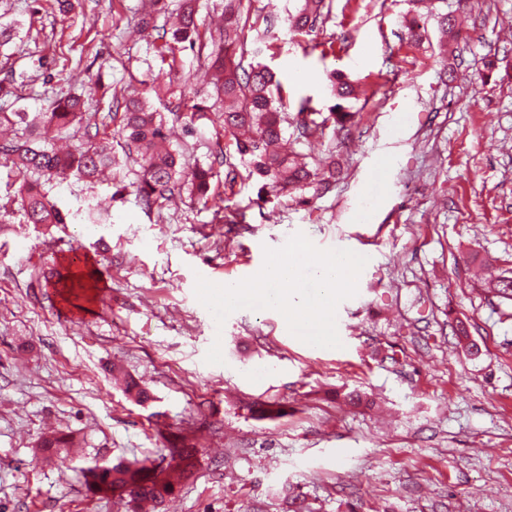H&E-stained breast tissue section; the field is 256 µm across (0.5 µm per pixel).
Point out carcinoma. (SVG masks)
Segmentation results:
<instances>
[{
  "label": "carcinoma",
  "mask_w": 512,
  "mask_h": 512,
  "mask_svg": "<svg viewBox=\"0 0 512 512\" xmlns=\"http://www.w3.org/2000/svg\"><path fill=\"white\" fill-rule=\"evenodd\" d=\"M149 7L140 13L134 25L142 31H154L161 40L158 53L161 60H169V70L152 78L150 91L157 98L170 97L186 110L184 132L193 135L208 126H220L234 140L246 178L258 183V198L277 191H319L327 181L320 176V166L305 161L295 150L278 149L287 122L285 108L288 94L275 75L260 62L244 63L247 54L248 29L243 20L244 0H224V25L204 36L197 24V0H178L170 8L169 0H148ZM330 13V0H304L294 13H288V29L308 35ZM170 14L176 17L175 27L157 25V18ZM210 48L204 61L211 74L209 90L200 95L193 91L190 78L179 75L177 53L185 48ZM335 103L323 123H307L313 112L311 100L302 99L297 105V116L302 126L299 135L323 138L325 131L336 126L342 130L352 122L355 113L345 103L356 95V87L344 75H333L328 85ZM116 109L121 111L117 135L128 146L137 150L117 155L108 136L100 135V128H92L86 119L85 99L79 95L55 100L45 112H0V126L15 129V137L0 141V160L14 168L21 179L14 198L19 200L29 224H69L81 212L63 211L45 190L52 181L71 177L91 182L106 170L120 168L129 160L139 165L136 193L150 207L161 204L176 190L186 189L199 201L213 194L217 176L215 164H224L223 153H218L210 164L187 166L182 155L167 148V119L149 97H118L112 94ZM82 132L78 144L68 150H57L52 142L73 139L70 130ZM69 439L65 435L43 438L38 445L46 460L69 466ZM196 451L179 448L171 452L181 478L192 475ZM89 489L103 495L115 490L135 487V495L125 502L127 512H138L140 504L151 501L161 504L173 494L174 485L168 478L154 480L153 465L141 462H118L108 468L82 471Z\"/></svg>",
  "instance_id": "cac0c4a2"
}]
</instances>
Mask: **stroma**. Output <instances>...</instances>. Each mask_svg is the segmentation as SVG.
<instances>
[{
    "mask_svg": "<svg viewBox=\"0 0 512 512\" xmlns=\"http://www.w3.org/2000/svg\"><path fill=\"white\" fill-rule=\"evenodd\" d=\"M51 2L0 0L1 22L30 29L0 54V76L30 87L0 108L44 111L85 93L114 130L113 91L146 89L162 66L152 36L129 32L141 0H82L67 15ZM301 5L250 0L248 23L275 22L258 59L291 101L325 116L329 72L358 84L354 124L297 146L312 160L335 154L343 174L329 191L259 204L240 180L205 205L183 193L147 210L132 164L116 175L118 199L104 184H53L73 211L105 201L101 223L0 212V512H125L87 489L81 467L158 464L185 443L197 469L167 512H282L290 491L304 512H512V301L488 282L512 272V0H333L309 36L284 22ZM414 7L419 45L405 31ZM441 13L461 18L454 36ZM168 121L174 149L238 163L222 130L190 137ZM298 232L368 258L337 308L342 348L308 346L271 309L216 325L194 295L197 277L256 274L264 247ZM76 251L105 293L59 284ZM460 322L479 355L458 344ZM217 339L225 362L206 363ZM127 378L150 401L131 399ZM353 389L370 405H346ZM53 431L74 436L71 468L36 451Z\"/></svg>",
    "mask_w": 512,
    "mask_h": 512,
    "instance_id": "stroma-1",
    "label": "stroma"
}]
</instances>
